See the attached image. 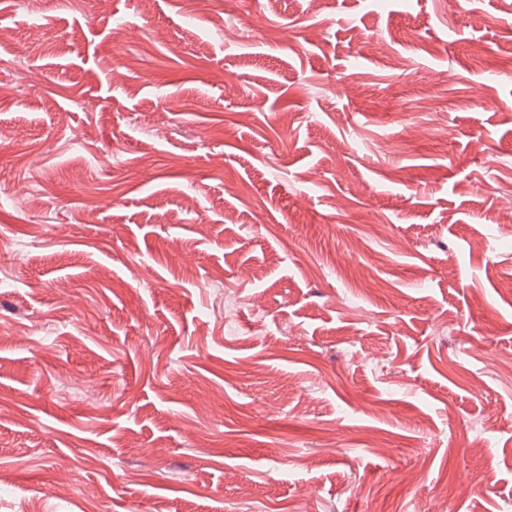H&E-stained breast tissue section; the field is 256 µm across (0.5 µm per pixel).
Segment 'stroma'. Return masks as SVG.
I'll return each mask as SVG.
<instances>
[{
  "instance_id": "1",
  "label": "stroma",
  "mask_w": 512,
  "mask_h": 512,
  "mask_svg": "<svg viewBox=\"0 0 512 512\" xmlns=\"http://www.w3.org/2000/svg\"><path fill=\"white\" fill-rule=\"evenodd\" d=\"M184 6L0 0V512H512V0Z\"/></svg>"
}]
</instances>
